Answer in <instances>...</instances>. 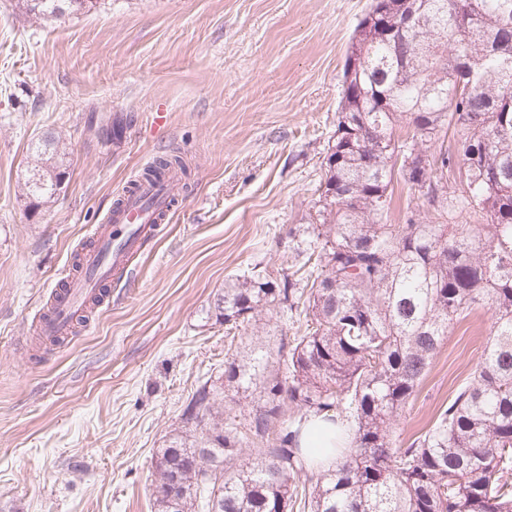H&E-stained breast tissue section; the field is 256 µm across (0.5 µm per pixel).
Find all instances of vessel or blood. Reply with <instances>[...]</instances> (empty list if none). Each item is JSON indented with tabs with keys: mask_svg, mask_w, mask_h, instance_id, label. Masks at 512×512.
Listing matches in <instances>:
<instances>
[{
	"mask_svg": "<svg viewBox=\"0 0 512 512\" xmlns=\"http://www.w3.org/2000/svg\"><path fill=\"white\" fill-rule=\"evenodd\" d=\"M180 196L175 178L142 182L132 194L124 197L120 209L109 212L97 244L81 256V274L64 280L61 287L56 288L54 314L42 323L41 336L50 341H62L73 335L76 320L82 315L88 298L102 285L126 273L129 262L151 232L154 216L145 210V201H154L165 211Z\"/></svg>",
	"mask_w": 512,
	"mask_h": 512,
	"instance_id": "vessel-or-blood-1",
	"label": "vessel or blood"
}]
</instances>
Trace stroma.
<instances>
[{
  "label": "stroma",
  "instance_id": "stroma-1",
  "mask_svg": "<svg viewBox=\"0 0 512 512\" xmlns=\"http://www.w3.org/2000/svg\"><path fill=\"white\" fill-rule=\"evenodd\" d=\"M0 0V512H156L152 457L224 374L214 302L253 267H300L336 124L342 67L372 0H98L58 19ZM167 115L155 126V113ZM51 132L67 187L33 207L29 145ZM191 189L110 303L45 349L32 322L72 255L153 159ZM490 324L455 326L400 424L427 429ZM180 171L182 178L180 176V181L183 180L181 188L188 189L190 179V173L185 167V163L183 158L176 153H164L156 157L152 165L144 171V179L146 181H154L160 180L162 176H164L170 170Z\"/></svg>",
  "mask_w": 512,
  "mask_h": 512
}]
</instances>
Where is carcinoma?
I'll list each match as a JSON object with an SVG mask.
<instances>
[{
	"mask_svg": "<svg viewBox=\"0 0 512 512\" xmlns=\"http://www.w3.org/2000/svg\"><path fill=\"white\" fill-rule=\"evenodd\" d=\"M17 6L44 20L97 0ZM452 128L460 145L443 149ZM416 146L425 158L410 161ZM31 155L25 190L40 205L62 191L70 152L40 136ZM172 169L188 189L174 152L144 179ZM321 171L315 221L293 244L312 264L306 279L253 270L216 305L228 336L265 310L299 312L304 326L232 355L224 383L196 390L194 428L152 460L158 512H512V0H373ZM396 175L427 214L389 223ZM472 212L486 223H453ZM481 305L491 324L469 380L397 445V418L449 331ZM251 389L252 408L232 397L239 414L224 416V392ZM313 418L336 428L328 466L300 446Z\"/></svg>",
	"mask_w": 512,
	"mask_h": 512,
	"instance_id": "cac0c4a2",
	"label": "carcinoma"
}]
</instances>
